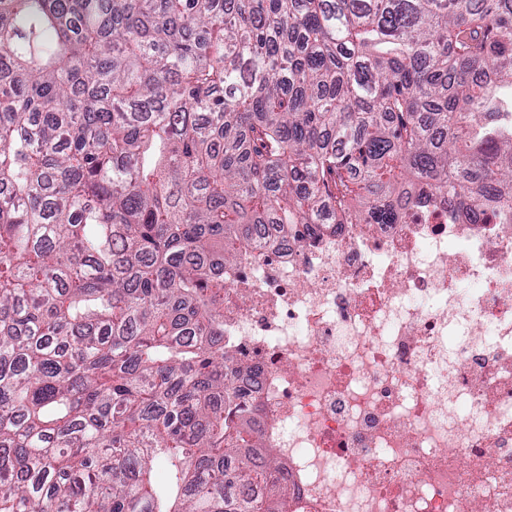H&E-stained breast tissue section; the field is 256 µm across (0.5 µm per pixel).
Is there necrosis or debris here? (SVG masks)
Segmentation results:
<instances>
[{
  "mask_svg": "<svg viewBox=\"0 0 512 512\" xmlns=\"http://www.w3.org/2000/svg\"><path fill=\"white\" fill-rule=\"evenodd\" d=\"M416 199L265 225L224 267V356L288 512H512V224Z\"/></svg>",
  "mask_w": 512,
  "mask_h": 512,
  "instance_id": "4bbe7bcc",
  "label": "necrosis or debris"
}]
</instances>
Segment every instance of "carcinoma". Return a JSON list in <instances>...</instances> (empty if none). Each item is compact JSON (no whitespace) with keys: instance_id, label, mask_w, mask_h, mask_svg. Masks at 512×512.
Masks as SVG:
<instances>
[{"instance_id":"cac0c4a2","label":"carcinoma","mask_w":512,"mask_h":512,"mask_svg":"<svg viewBox=\"0 0 512 512\" xmlns=\"http://www.w3.org/2000/svg\"><path fill=\"white\" fill-rule=\"evenodd\" d=\"M511 103L512 0H0V512H285L224 263L512 214Z\"/></svg>"}]
</instances>
